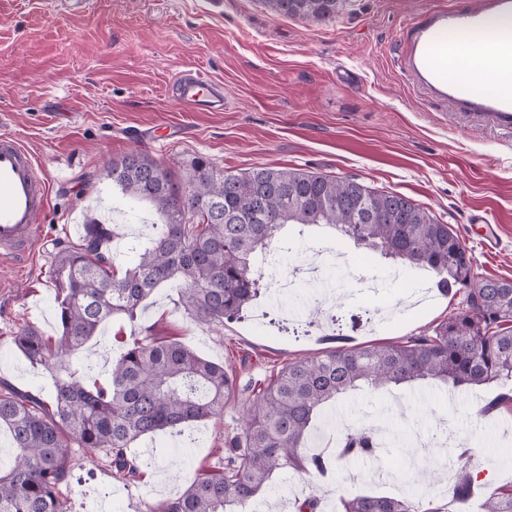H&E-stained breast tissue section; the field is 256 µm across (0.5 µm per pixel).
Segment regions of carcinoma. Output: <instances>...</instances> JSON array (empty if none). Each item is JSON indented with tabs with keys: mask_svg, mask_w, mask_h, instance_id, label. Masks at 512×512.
I'll list each match as a JSON object with an SVG mask.
<instances>
[{
	"mask_svg": "<svg viewBox=\"0 0 512 512\" xmlns=\"http://www.w3.org/2000/svg\"><path fill=\"white\" fill-rule=\"evenodd\" d=\"M280 16L322 24L345 12L348 0H261ZM103 178L160 216L146 243L117 275L108 245L110 225L91 218L80 242L56 253L51 271L60 334L32 325L12 342L33 365L49 369L54 391L45 400L7 387L0 394V428L15 449L0 469V512H67L62 487L71 476L75 444L110 457L125 477L139 474L128 450L140 438L204 424L219 417L235 391L233 373L179 341L132 337L102 381L71 367L70 357L115 318L135 324L145 302L175 283L179 303L194 321L222 325L241 317L258 295L279 233L290 224L325 226L385 259L431 275L443 295L465 299L430 334L364 346L327 347L286 364L247 407L241 432L226 442L224 471L196 476L182 495L152 512H244L283 469L325 474L355 457H378L376 426L346 433L336 457L305 452L323 407L349 394L390 392L419 381L452 390L494 385L481 411L512 406V280L477 273L471 249L448 224L396 192L354 178L293 168L255 167L233 173L204 158L191 164L186 184L140 152L112 161ZM454 486V512H465L474 479ZM343 512H418L407 499L354 495ZM482 512H512V489L489 492Z\"/></svg>",
	"mask_w": 512,
	"mask_h": 512,
	"instance_id": "1",
	"label": "carcinoma"
}]
</instances>
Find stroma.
Instances as JSON below:
<instances>
[{
  "label": "stroma",
  "instance_id": "1",
  "mask_svg": "<svg viewBox=\"0 0 512 512\" xmlns=\"http://www.w3.org/2000/svg\"><path fill=\"white\" fill-rule=\"evenodd\" d=\"M433 0H350L335 21L311 25L267 11L261 0H89L78 12L50 0H0V110L6 132L35 155L54 184L53 206L39 221L47 244L22 265L0 259V381L42 398L53 379L29 363L12 338L36 325L57 337L53 259L78 242L85 217L108 215L117 237L116 266L125 247L150 234L153 216L100 175L108 161L138 151L186 176L192 161L244 172L297 168L353 176L401 193L451 225L470 247L482 276L512 280V140L488 126L445 117L427 103L398 67L402 27ZM193 67L224 85L220 112L181 111L172 95L178 71ZM486 211L498 242L486 250L467 219ZM321 253L322 277L334 295L308 291L305 303L261 289L243 318L199 325L179 304L177 289L159 288L137 325L117 319L72 357L105 378L119 356L120 337L153 328L202 357L231 366L236 391L221 417L183 431L137 440L140 478L118 475L105 454L72 448L68 512H149L178 496L199 471L224 465V443L240 430L244 404L288 362L321 351L337 316L347 345L401 341L431 331L462 302L428 288L426 273L368 255L341 235L308 228L301 251L278 268L286 275L302 250ZM497 393L488 387L449 398L446 388L400 389L401 406L375 393L337 405L317 424L323 450L337 434L379 415L396 443L381 459L358 458L348 471L315 480L284 470L256 512H295L315 495L321 512H342L341 497L405 496L417 504L448 501V451L482 449L480 480L470 512L488 490L512 487V409L479 417Z\"/></svg>",
  "mask_w": 512,
  "mask_h": 512
}]
</instances>
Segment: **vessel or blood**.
I'll list each match as a JSON object with an SVG mask.
<instances>
[{
    "label": "vessel or blood",
    "mask_w": 512,
    "mask_h": 512,
    "mask_svg": "<svg viewBox=\"0 0 512 512\" xmlns=\"http://www.w3.org/2000/svg\"><path fill=\"white\" fill-rule=\"evenodd\" d=\"M500 13H512V0H434L419 18L407 22L399 68L422 98L451 106L511 137L512 96L486 98L471 90L468 77H448V60L456 51L449 31H478L486 16ZM471 53L490 57L498 75L512 79V38L476 40ZM174 95L187 112L224 109L223 84L191 69L177 75ZM7 119V113H0V256L26 260L39 244L37 224L51 205L53 184L33 153L16 136L2 132Z\"/></svg>",
    "instance_id": "1"
}]
</instances>
